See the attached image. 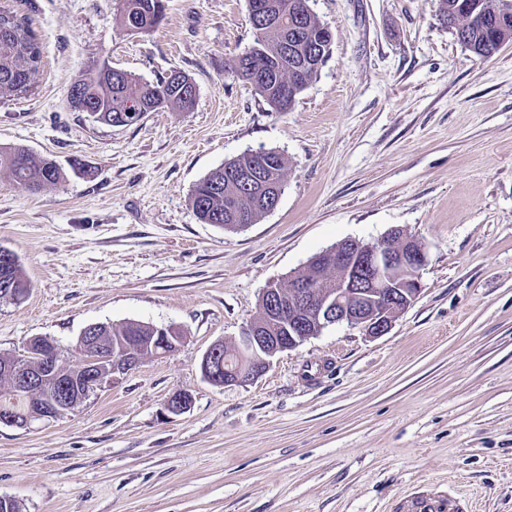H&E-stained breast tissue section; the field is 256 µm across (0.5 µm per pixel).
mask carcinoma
<instances>
[{
    "instance_id": "cac0c4a2",
    "label": "carcinoma",
    "mask_w": 512,
    "mask_h": 512,
    "mask_svg": "<svg viewBox=\"0 0 512 512\" xmlns=\"http://www.w3.org/2000/svg\"><path fill=\"white\" fill-rule=\"evenodd\" d=\"M158 0H123L121 22L134 33L157 29L165 13L156 10ZM279 13V22L264 30L254 28V45L241 52L257 66L270 68V77L255 93L275 112L289 111L307 82L329 57L323 34L327 25L307 10L310 0H271ZM439 13L444 26L457 41L480 57H490L500 47L512 42V0H439ZM42 64V49L26 21L10 10H0V99L32 93L33 81ZM301 68L306 82L294 81L295 70ZM183 72L173 70L154 82L143 81L124 71L118 78L105 74L94 64L84 70L71 86H79L83 97L96 108L95 117L112 126H129L140 121L156 100L163 107L187 110L194 100L182 91L177 78ZM288 87V101L279 98V90ZM258 150H246L209 172L198 181L191 193V206L203 224L223 229L234 228L229 211L246 224H257L265 217V207L234 180L244 167L258 165ZM0 173L32 192L61 184L67 178L63 167L54 159L28 152L20 146L0 150ZM0 278L15 283L19 291L11 296L18 301L25 296L27 280L18 257L0 261ZM155 326L138 321L118 325L100 324L97 333L104 346L119 336H152ZM27 399L20 393L0 392V410L17 413L27 411Z\"/></svg>"
}]
</instances>
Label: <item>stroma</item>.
<instances>
[{
	"label": "stroma",
	"instance_id": "stroma-1",
	"mask_svg": "<svg viewBox=\"0 0 512 512\" xmlns=\"http://www.w3.org/2000/svg\"><path fill=\"white\" fill-rule=\"evenodd\" d=\"M131 35L120 0H0L44 62L0 102V147L92 178L40 193L0 178V247L29 280L0 303V354L51 338L67 366L92 323L176 327L180 346L31 429L0 427V497L23 512H398L427 489L512 512V42L461 45L438 0H310L330 55L291 110L228 71L255 34L247 0H165ZM106 61L145 81L178 69L193 108L110 126L68 88ZM288 160L262 221L200 223L195 184L246 150ZM401 228L427 251L421 291L381 336L336 325L245 385L204 380L265 288L331 245ZM192 396L182 414L169 395Z\"/></svg>",
	"mask_w": 512,
	"mask_h": 512
}]
</instances>
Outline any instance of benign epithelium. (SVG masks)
Masks as SVG:
<instances>
[{"label": "benign epithelium", "mask_w": 512, "mask_h": 512, "mask_svg": "<svg viewBox=\"0 0 512 512\" xmlns=\"http://www.w3.org/2000/svg\"><path fill=\"white\" fill-rule=\"evenodd\" d=\"M268 172L270 166L264 164L245 168L236 177L272 211L280 195ZM425 263L423 246L399 228L377 242L342 241L312 257L307 273L288 294L276 286L263 291L265 320L249 323L236 346L245 361L224 365L223 348L215 344L202 358V373L220 385L246 384L265 373L279 354L339 324L382 336L419 295ZM326 269L336 272V282L329 287L322 285ZM181 341L175 328L161 327L154 336L121 337L106 352L97 337L82 335V377L66 383L58 373L56 345L48 338L37 339L29 347L37 369L21 363L0 364V374L11 376L13 391L26 395L29 403L21 417L0 413V426L29 429L36 421L54 420L83 402L107 378L134 368L143 348L163 357Z\"/></svg>", "instance_id": "1"}]
</instances>
